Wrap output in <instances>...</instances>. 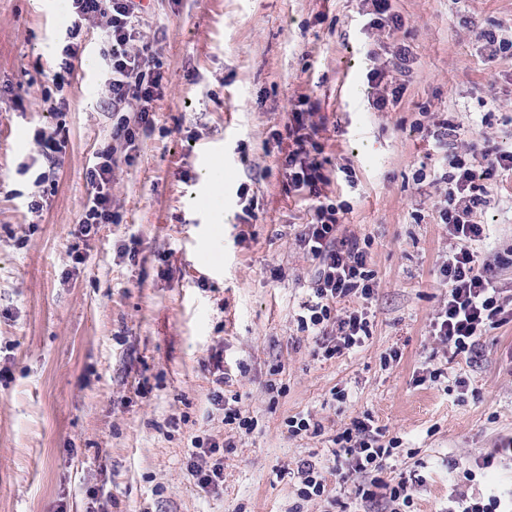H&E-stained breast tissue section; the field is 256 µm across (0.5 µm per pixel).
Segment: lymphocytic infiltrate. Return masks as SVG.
Listing matches in <instances>:
<instances>
[{
  "label": "lymphocytic infiltrate",
  "mask_w": 512,
  "mask_h": 512,
  "mask_svg": "<svg viewBox=\"0 0 512 512\" xmlns=\"http://www.w3.org/2000/svg\"><path fill=\"white\" fill-rule=\"evenodd\" d=\"M137 0H71V23L65 30L67 42L61 50V62L54 75L57 86H64L74 70L78 56L77 39L83 26L98 20L106 26L107 38L102 56L107 63L105 81L112 94V109L119 118L112 131V144L99 148L93 165L87 171L91 191L83 207L80 232L89 235L103 224L119 223L112 209V179L117 166V149L132 152L137 148L141 132L153 124L155 104L164 97L165 77L162 64L145 42L138 16ZM391 69H370L367 79L377 95L371 105L384 110L390 101L399 100L403 85H392L390 73L407 75L412 52L399 47ZM307 98H300L284 126L291 148L284 160L288 172V189L299 196L318 198L305 230L298 238L303 252L318 260L314 298L306 303L307 313L299 317L301 330H322L324 321L335 320L336 341L325 346V358H333L365 342L369 337V322L364 312L353 310L333 317L337 302L346 298L369 300L374 294V276L367 268V253L356 235H340L342 209L335 203L320 199L326 182L325 166L316 152V127L311 120L313 111ZM455 126L448 119H439L432 137L437 149L445 153L446 168L436 176L442 186L444 205L440 221L457 241L439 268L441 281L448 287V297L434 318L432 334L452 356L473 353L480 339L490 329L506 323V308L502 290L493 277L476 263L469 248L479 240L482 225L473 220L477 210L490 202L494 178L512 171V148L485 150L483 165H474L467 154L448 153V140ZM385 431L376 426L371 416L353 418L340 433L338 446L331 454L342 480H354V498L361 504L384 501L389 504H410L414 486L407 478L388 476L385 461L390 457L396 440H385Z\"/></svg>",
  "instance_id": "lymphocytic-infiltrate-1"
}]
</instances>
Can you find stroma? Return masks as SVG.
Instances as JSON below:
<instances>
[{"mask_svg": "<svg viewBox=\"0 0 512 512\" xmlns=\"http://www.w3.org/2000/svg\"><path fill=\"white\" fill-rule=\"evenodd\" d=\"M394 8L400 27L371 29L356 0H147L165 96L114 172L120 223L82 237L87 168L112 141L104 32L85 26L59 90L67 0H0V512H337L330 498L353 486L333 475L330 450L363 414L400 442L393 475L417 481L405 512L512 488V459L476 466L512 436V322L466 356L435 340L438 269L456 241L418 178L440 116L458 149L512 145V56L488 58L479 38L512 39V0ZM403 45L406 90L377 111L366 73ZM303 96L325 119L323 193L365 239L376 281L369 339L331 359L298 327L318 268L297 245L313 203L287 194L288 145L272 137ZM54 132L65 147L51 162L36 139ZM34 196L41 209L28 208ZM475 220L485 232L471 248L511 300L512 173ZM130 242L132 258L120 253ZM216 353L224 397L252 430L226 425L211 399ZM294 416L319 433L291 435ZM196 439L226 446L218 492L191 474ZM303 459L327 471L326 496L299 498Z\"/></svg>", "mask_w": 512, "mask_h": 512, "instance_id": "1", "label": "stroma"}]
</instances>
